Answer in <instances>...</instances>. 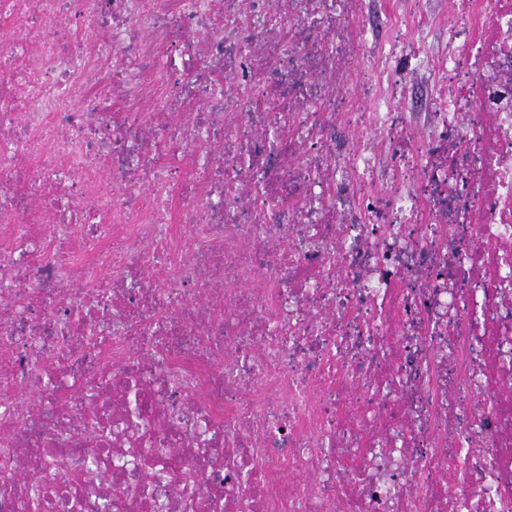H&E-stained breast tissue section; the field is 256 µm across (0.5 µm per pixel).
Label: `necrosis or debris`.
I'll list each match as a JSON object with an SVG mask.
<instances>
[{"mask_svg": "<svg viewBox=\"0 0 512 512\" xmlns=\"http://www.w3.org/2000/svg\"><path fill=\"white\" fill-rule=\"evenodd\" d=\"M450 7L411 134L365 0H0V512H512V0Z\"/></svg>", "mask_w": 512, "mask_h": 512, "instance_id": "obj_1", "label": "necrosis or debris"}]
</instances>
